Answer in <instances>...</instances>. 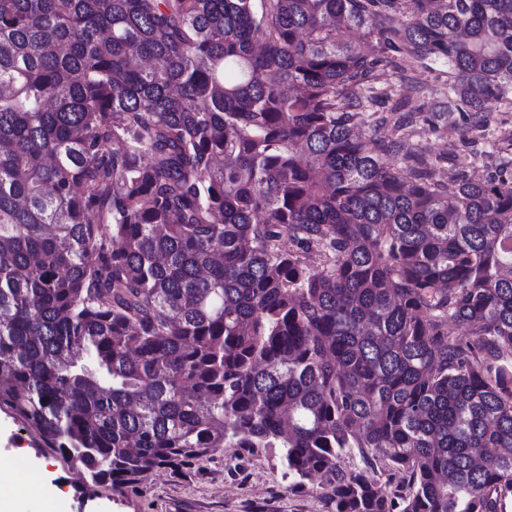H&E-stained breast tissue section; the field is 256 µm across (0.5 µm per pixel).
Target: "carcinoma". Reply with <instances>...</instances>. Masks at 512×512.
<instances>
[{"label":"carcinoma","instance_id":"obj_1","mask_svg":"<svg viewBox=\"0 0 512 512\" xmlns=\"http://www.w3.org/2000/svg\"><path fill=\"white\" fill-rule=\"evenodd\" d=\"M430 64L485 131L512 0H0V410L83 494L270 448L329 512H512V137L404 150L378 72Z\"/></svg>","mask_w":512,"mask_h":512}]
</instances>
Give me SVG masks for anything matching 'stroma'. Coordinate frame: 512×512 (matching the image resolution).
Segmentation results:
<instances>
[{
	"mask_svg": "<svg viewBox=\"0 0 512 512\" xmlns=\"http://www.w3.org/2000/svg\"><path fill=\"white\" fill-rule=\"evenodd\" d=\"M384 81L396 86L409 110L438 115L436 122L420 120L410 128L408 148L433 158L467 135L459 113L448 110L445 74L421 69L414 80L402 81L390 70ZM20 458L38 476L26 512H328L319 485L294 487L277 455L266 448L220 450L196 463L188 475L158 469L136 488L89 500L80 492V475L42 452L20 422L0 411V466L14 467ZM45 487L54 491L53 501L42 497Z\"/></svg>",
	"mask_w": 512,
	"mask_h": 512,
	"instance_id": "obj_1",
	"label": "stroma"
}]
</instances>
